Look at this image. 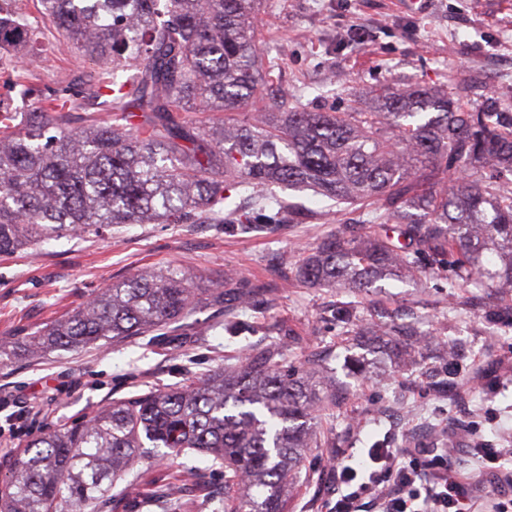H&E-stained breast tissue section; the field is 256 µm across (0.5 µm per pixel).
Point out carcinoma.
Returning <instances> with one entry per match:
<instances>
[{
	"label": "carcinoma",
	"mask_w": 512,
	"mask_h": 512,
	"mask_svg": "<svg viewBox=\"0 0 512 512\" xmlns=\"http://www.w3.org/2000/svg\"><path fill=\"white\" fill-rule=\"evenodd\" d=\"M0 26V50L30 60L37 22ZM263 0H40L66 44L97 67L91 88L105 117L74 130L77 94L55 93L20 127L0 105V256L49 238L97 234L114 224H237L274 230L322 208L278 191H310L347 204L365 229H341L293 263L321 288L367 292L454 266L455 286L512 288V125L499 112L465 107L456 81L388 86L370 108L316 111L299 98L286 112L248 119L261 93L280 92L264 58ZM134 78L122 79L131 66ZM222 112L206 125L184 112ZM400 225L405 243L387 226ZM273 289L243 278L202 288L178 270H147L100 289L65 316L24 338L41 356L186 324L208 303L238 294L245 305ZM410 325L398 341L414 347ZM336 403L320 373L286 364L277 344L181 387L114 399L87 420L30 436L8 479L0 512H86L111 500L120 481L137 486L141 507L175 512L200 489L186 471L179 492L139 468L195 453L224 470V512H286L288 486L314 443L319 405Z\"/></svg>",
	"instance_id": "obj_1"
}]
</instances>
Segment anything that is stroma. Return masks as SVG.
I'll use <instances>...</instances> for the list:
<instances>
[{
    "label": "stroma",
    "instance_id": "obj_1",
    "mask_svg": "<svg viewBox=\"0 0 512 512\" xmlns=\"http://www.w3.org/2000/svg\"><path fill=\"white\" fill-rule=\"evenodd\" d=\"M262 21L261 48L278 63L279 86L314 109L341 112L381 86L436 87L457 77L478 111L512 83V0H426L422 11L407 0H264ZM41 26L45 47L28 67L27 94L0 73V99L10 111H33L48 93L86 91L95 73L87 57L57 45L49 21ZM350 216L345 207L322 220L249 234L233 224H116L100 235L49 239L0 256V338L21 339L145 268L181 269L205 285L228 274L273 283L282 261ZM451 276L444 269L430 279H389L365 295L291 281L271 300L240 308L246 328L233 336L224 330L223 307L215 306L165 335L16 356L0 367V480L29 435L88 419L113 399L237 365L274 338L288 361L321 368L346 392L336 408L316 416L317 445L295 483L290 512H330L326 461L338 454L364 469L373 444L439 448L448 423L472 420L493 447L511 445L512 292L454 288ZM340 302L355 310L349 324L335 318ZM376 310L389 313L393 325L435 331L434 342L415 351L389 336L359 335ZM163 467L174 477L204 469L211 493L191 512H224L221 469H209L196 454Z\"/></svg>",
    "mask_w": 512,
    "mask_h": 512
}]
</instances>
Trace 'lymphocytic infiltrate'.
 Masks as SVG:
<instances>
[{
  "label": "lymphocytic infiltrate",
  "instance_id": "f902f5d3",
  "mask_svg": "<svg viewBox=\"0 0 512 512\" xmlns=\"http://www.w3.org/2000/svg\"><path fill=\"white\" fill-rule=\"evenodd\" d=\"M470 454L477 472L464 476L458 448H374V464L366 477L334 458L329 462L336 500L332 512H482L481 475H494L512 486V470L503 463L512 448L486 447L474 435Z\"/></svg>",
  "mask_w": 512,
  "mask_h": 512
}]
</instances>
